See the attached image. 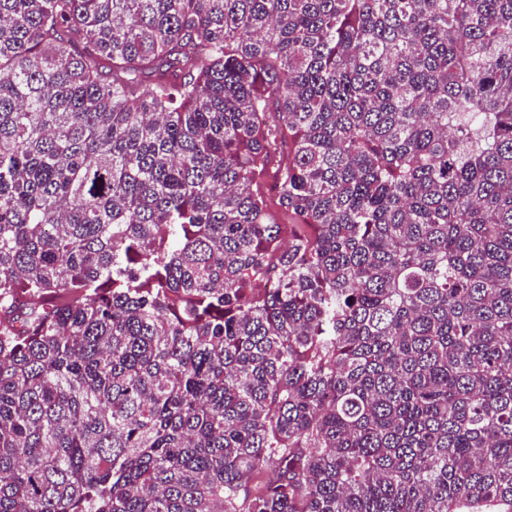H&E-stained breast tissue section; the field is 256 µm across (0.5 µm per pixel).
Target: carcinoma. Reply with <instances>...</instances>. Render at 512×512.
Returning a JSON list of instances; mask_svg holds the SVG:
<instances>
[{"mask_svg": "<svg viewBox=\"0 0 512 512\" xmlns=\"http://www.w3.org/2000/svg\"><path fill=\"white\" fill-rule=\"evenodd\" d=\"M0 512H512V0H0Z\"/></svg>", "mask_w": 512, "mask_h": 512, "instance_id": "obj_1", "label": "carcinoma"}]
</instances>
